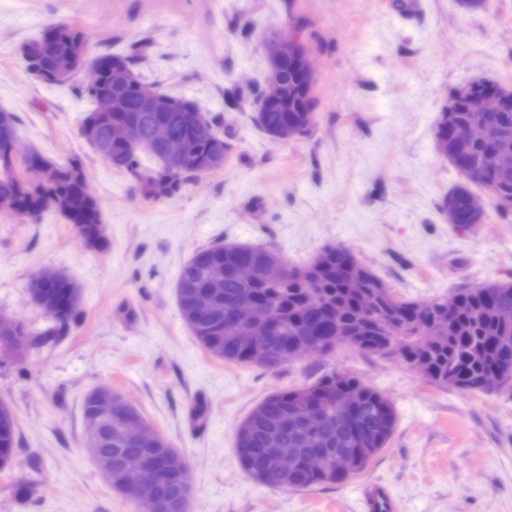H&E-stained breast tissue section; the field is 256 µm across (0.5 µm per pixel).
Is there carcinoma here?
Listing matches in <instances>:
<instances>
[{
	"label": "carcinoma",
	"mask_w": 512,
	"mask_h": 512,
	"mask_svg": "<svg viewBox=\"0 0 512 512\" xmlns=\"http://www.w3.org/2000/svg\"><path fill=\"white\" fill-rule=\"evenodd\" d=\"M86 46L83 32L67 23L48 25L36 38L22 47V56L32 73L46 84L56 85L53 67L68 60L70 75L66 83L90 103L103 91L112 93V112L99 115L89 110L83 123H94L97 135L87 142L97 151L107 139L113 122L138 127L137 145H112L113 167L139 175L138 188L147 198L169 197L188 182L224 167L231 149L220 134V115L209 112H143L136 89L129 86L116 91L111 85L112 62L134 69L141 45L124 53L106 50L94 58L101 69L100 84L88 88L75 82L87 62L77 55ZM284 95L278 105L258 110L259 127L276 142H289L306 135L315 123L317 100L314 84L304 78L294 62L281 66ZM163 122L175 134L191 133L199 146L196 160L185 166L170 162L162 148L150 140L154 123ZM477 123L492 128L491 144H457L448 140V127ZM436 145L441 155L461 175L471 176L489 190L493 201L512 199V174H501L492 164L496 149H512V110L471 112L468 98L453 90L437 124ZM18 125L11 112L0 111V204L4 212L40 221L47 211L62 215L72 224L85 243L94 249L107 245L101 207L95 198L82 192V166L73 159L55 164L38 152L15 156ZM455 195L456 223L476 224L483 219L471 212L469 189L460 185ZM251 263L258 274L249 284L235 277V267ZM275 265L278 275L266 276ZM351 275L362 279L365 294L356 296L345 288ZM220 278L222 287L211 289ZM253 295L270 310L275 329H255L257 343L265 350L258 359L236 338L232 310L237 299ZM34 303L54 308V303L70 297L68 307L55 315L45 313L44 327L33 330L22 325L28 347L43 344L54 336H65L83 315L81 291L66 276L51 272L43 287L30 292ZM457 304L448 312V297L424 302L409 301L362 265L354 255L330 247L303 265H289L274 250L236 244H215L197 250L184 265L177 282L178 307L186 326L212 356L227 362L243 363L273 370L294 359L306 345L323 354L348 346L369 354L386 355L394 341L401 346V362L415 370L427 382L444 386L454 377L458 387L475 392V381L496 372L504 363H512V320L500 314L512 311V283L492 282L455 293ZM351 389L359 402L352 411L336 410L331 395ZM302 398L318 408V415L304 423L291 414ZM397 425L390 400L380 390L359 378L337 371L323 374L310 385L288 388L257 405L237 431L236 455L240 466L257 482L274 489L302 490L319 485L337 484L366 471L371 462L389 444ZM17 444L16 419L12 408L0 403V474L10 470ZM298 449V462L287 472L279 470L274 449ZM104 454L112 459V472L140 465L152 466L162 484V493L170 507L163 512H186L183 506L178 465L185 458L166 437L131 449L112 425V434L102 439ZM322 451L329 456L345 451L352 457L349 470L334 467L311 471L306 456Z\"/></svg>",
	"instance_id": "carcinoma-1"
}]
</instances>
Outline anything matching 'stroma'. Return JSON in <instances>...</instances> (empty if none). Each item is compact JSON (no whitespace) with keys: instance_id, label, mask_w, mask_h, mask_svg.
Here are the masks:
<instances>
[{"instance_id":"1","label":"stroma","mask_w":512,"mask_h":512,"mask_svg":"<svg viewBox=\"0 0 512 512\" xmlns=\"http://www.w3.org/2000/svg\"><path fill=\"white\" fill-rule=\"evenodd\" d=\"M55 22L81 27L92 57L145 42L144 84L223 115L234 145L223 169L143 198L82 138L88 102L27 69L21 46ZM274 34L300 35L317 70L313 130L281 144L255 121ZM479 79L512 87V0L473 11L457 0H0V109L16 116L22 150L80 158L109 236L96 251L57 212L36 223L0 212V314L42 326L27 283L44 270L75 281L84 309L70 335L0 359V402L18 427L0 512H139L84 446L82 402L100 387L183 454L189 512H364L370 481L399 512H512V391L432 386L397 359L347 348L276 370L228 363L201 347L175 291L193 252L217 242L295 265L341 247L411 300L512 282V214L489 206L461 229L441 209L464 179L435 148L436 120L451 90ZM330 368L392 401L388 447L340 484H259L238 463L239 424Z\"/></svg>"}]
</instances>
